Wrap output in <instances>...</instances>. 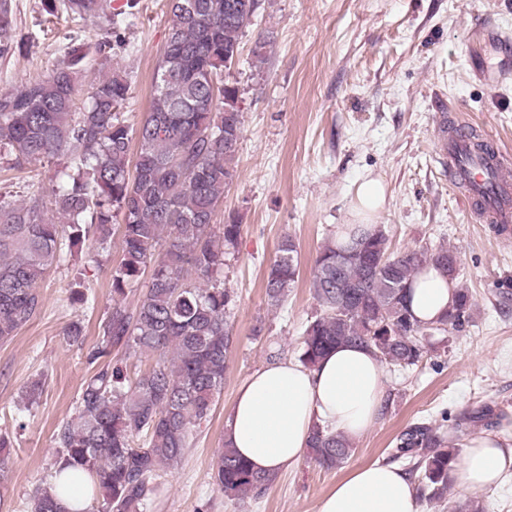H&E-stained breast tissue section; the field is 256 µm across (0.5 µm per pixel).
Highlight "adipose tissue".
<instances>
[{
    "label": "adipose tissue",
    "mask_w": 512,
    "mask_h": 512,
    "mask_svg": "<svg viewBox=\"0 0 512 512\" xmlns=\"http://www.w3.org/2000/svg\"><path fill=\"white\" fill-rule=\"evenodd\" d=\"M385 187L367 177L352 203L353 223L337 239L373 232ZM456 285L435 269L417 280L410 298L414 316L430 322L443 316ZM388 395V377L375 350L341 345L314 367L280 361L256 370L231 406L224 440L255 472L274 476L299 464L315 426H330L356 440L379 420ZM512 472V441L495 433L469 438L449 477L459 489L483 491ZM318 512H421L414 484L399 466L373 463L352 471L321 499Z\"/></svg>",
    "instance_id": "adipose-tissue-1"
}]
</instances>
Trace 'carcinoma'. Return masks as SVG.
I'll return each instance as SVG.
<instances>
[{
    "instance_id": "obj_1",
    "label": "carcinoma",
    "mask_w": 512,
    "mask_h": 512,
    "mask_svg": "<svg viewBox=\"0 0 512 512\" xmlns=\"http://www.w3.org/2000/svg\"><path fill=\"white\" fill-rule=\"evenodd\" d=\"M250 2L167 0L170 23L151 105L136 127L120 112L130 84L117 71L100 77L83 106L75 107L78 66L87 56L77 34L45 78L0 91V163L18 169L67 158L55 171L49 202L0 196V343L37 316L39 283L50 269L86 240L106 249L117 231L122 257L112 268V306L102 342L87 360L98 363L114 347L156 356L134 382L118 363L98 368L79 395L75 421L57 433L62 456L30 512H67L63 494L77 501L74 512H144L158 480L194 445L224 388L236 300L223 274L242 225L232 221L217 229L213 217L233 181L243 134L239 89L224 82V71L255 18ZM137 4L126 0L115 11L111 0H66L65 10L78 24L104 18L116 29ZM24 45L16 39L9 0H0V56ZM49 203L61 220L48 215ZM295 253L284 239L269 265L265 294L272 307L286 301L298 279ZM456 260L457 252L443 246L396 254L380 227L346 245L327 238L314 260L317 311L303 332L298 360L312 367L328 350L358 344L387 365H417L436 337L463 327L474 296L461 285L444 319L422 322L412 316L408 294L431 266L458 280ZM148 267L149 286L130 309L124 300ZM457 452L441 426L424 419L400 434L393 457L414 460L418 497L446 503ZM308 453L320 467L335 470L354 446L342 433L317 426ZM214 479L231 500L256 499L273 482L227 445Z\"/></svg>"
}]
</instances>
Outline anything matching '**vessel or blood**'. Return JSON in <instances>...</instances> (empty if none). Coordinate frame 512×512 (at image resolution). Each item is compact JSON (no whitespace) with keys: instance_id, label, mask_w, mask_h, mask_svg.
Masks as SVG:
<instances>
[{"instance_id":"vessel-or-blood-1","label":"vessel or blood","mask_w":512,"mask_h":512,"mask_svg":"<svg viewBox=\"0 0 512 512\" xmlns=\"http://www.w3.org/2000/svg\"><path fill=\"white\" fill-rule=\"evenodd\" d=\"M470 136L463 124L456 123L444 130L438 141L441 154L456 184L466 191L469 203H480L486 219L495 224L512 222V169L503 160L492 163L468 152Z\"/></svg>"}]
</instances>
